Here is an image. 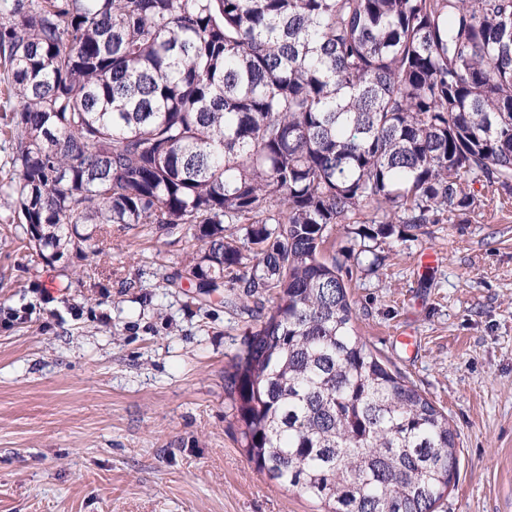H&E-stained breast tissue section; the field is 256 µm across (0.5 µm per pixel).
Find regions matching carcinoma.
I'll return each mask as SVG.
<instances>
[{"label":"carcinoma","instance_id":"1","mask_svg":"<svg viewBox=\"0 0 512 512\" xmlns=\"http://www.w3.org/2000/svg\"><path fill=\"white\" fill-rule=\"evenodd\" d=\"M0 63L28 248L205 244L200 298L258 314L225 376L248 461L323 512H436L457 434L360 336L333 248L377 267L512 203V0H0Z\"/></svg>","mask_w":512,"mask_h":512}]
</instances>
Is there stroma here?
I'll return each instance as SVG.
<instances>
[{
    "instance_id": "stroma-1",
    "label": "stroma",
    "mask_w": 512,
    "mask_h": 512,
    "mask_svg": "<svg viewBox=\"0 0 512 512\" xmlns=\"http://www.w3.org/2000/svg\"><path fill=\"white\" fill-rule=\"evenodd\" d=\"M104 244L41 259L0 206V512H318L237 442L224 375L256 327L242 289L199 301L183 272L201 245L176 234L115 225ZM384 254L349 295L359 334L457 433L438 512H512V207Z\"/></svg>"
}]
</instances>
